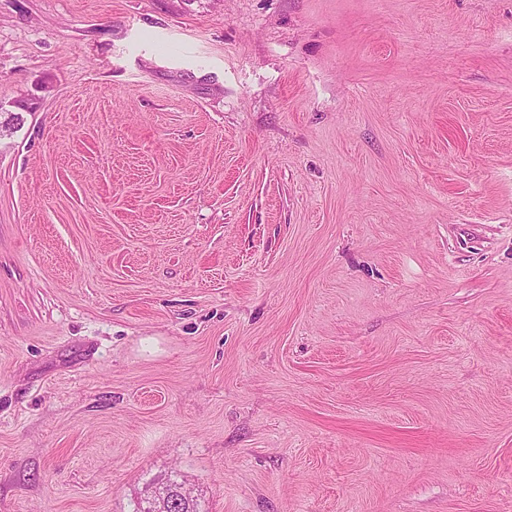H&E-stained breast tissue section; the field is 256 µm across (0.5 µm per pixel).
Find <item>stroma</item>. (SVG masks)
<instances>
[{
	"instance_id": "1",
	"label": "stroma",
	"mask_w": 512,
	"mask_h": 512,
	"mask_svg": "<svg viewBox=\"0 0 512 512\" xmlns=\"http://www.w3.org/2000/svg\"><path fill=\"white\" fill-rule=\"evenodd\" d=\"M0 512H512V0H0Z\"/></svg>"
}]
</instances>
